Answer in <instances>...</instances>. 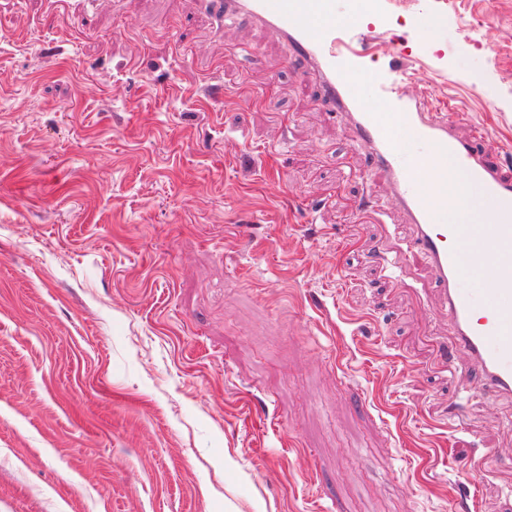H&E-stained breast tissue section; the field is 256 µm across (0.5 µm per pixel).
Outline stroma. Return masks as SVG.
Returning <instances> with one entry per match:
<instances>
[{"label": "stroma", "mask_w": 512, "mask_h": 512, "mask_svg": "<svg viewBox=\"0 0 512 512\" xmlns=\"http://www.w3.org/2000/svg\"><path fill=\"white\" fill-rule=\"evenodd\" d=\"M426 7L444 82L401 40ZM372 46L512 166V0H399ZM306 82L195 0H0V512H512V403L441 355L396 203Z\"/></svg>", "instance_id": "obj_1"}]
</instances>
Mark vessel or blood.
<instances>
[{
  "label": "vessel or blood",
  "mask_w": 512,
  "mask_h": 512,
  "mask_svg": "<svg viewBox=\"0 0 512 512\" xmlns=\"http://www.w3.org/2000/svg\"><path fill=\"white\" fill-rule=\"evenodd\" d=\"M217 26L249 17L307 65L310 84L332 111L347 115L372 169L379 172L413 228L410 244L431 268L440 311L454 347L493 393L512 398V179L487 162L486 137L459 134L456 124L407 94L410 69L403 59L385 73L369 72L370 33L358 22L374 17L389 27L392 0H202ZM320 16L321 27L310 23ZM355 26L339 29V16ZM443 16L418 12L409 35L431 45ZM389 109L377 111V102ZM454 159L467 180L449 188L443 174ZM485 223H472L473 214ZM480 289L467 288L471 278Z\"/></svg>",
  "instance_id": "vessel-or-blood-1"
}]
</instances>
